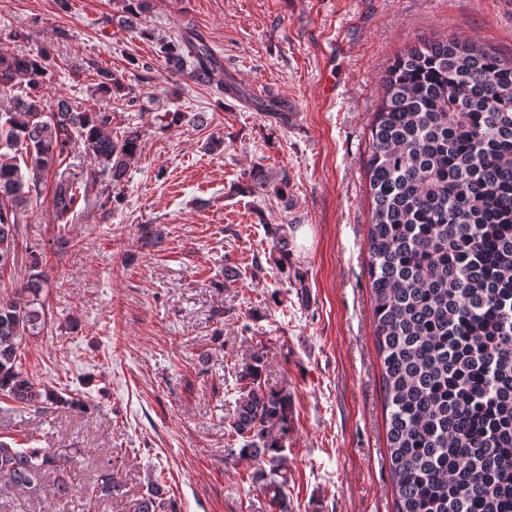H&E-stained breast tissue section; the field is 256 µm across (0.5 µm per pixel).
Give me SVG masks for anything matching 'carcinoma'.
<instances>
[{"label":"carcinoma","instance_id":"obj_1","mask_svg":"<svg viewBox=\"0 0 512 512\" xmlns=\"http://www.w3.org/2000/svg\"><path fill=\"white\" fill-rule=\"evenodd\" d=\"M127 22L150 0H124ZM171 70L201 86L241 95L215 81L222 65L194 31L164 47ZM103 95L126 90L88 63ZM43 54H0V273L17 263L22 215L44 179L76 142L117 186L141 151L129 127L112 139V113L76 112L48 102ZM372 198L367 274L380 360L394 512H512V57L453 35L419 39L382 81L367 160ZM79 178L55 189L57 222L77 201ZM268 260H290L288 226L268 224ZM39 281L0 296V396L43 414L83 411L77 394L44 386L22 371L20 346L45 327ZM264 356L245 363L228 427L240 454L257 463L251 481L275 512H287L284 438L288 392L262 383ZM76 448H27L0 437V495L21 491L67 501ZM90 499L123 495L112 459L101 463ZM135 512H180L157 482Z\"/></svg>","mask_w":512,"mask_h":512}]
</instances>
